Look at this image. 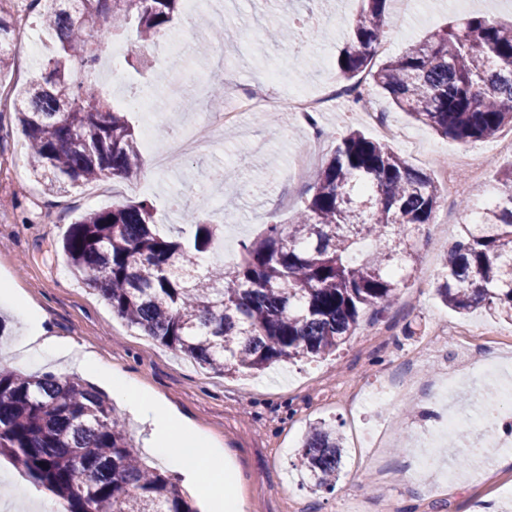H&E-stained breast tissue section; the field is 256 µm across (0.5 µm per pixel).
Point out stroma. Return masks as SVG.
<instances>
[{"mask_svg": "<svg viewBox=\"0 0 512 512\" xmlns=\"http://www.w3.org/2000/svg\"><path fill=\"white\" fill-rule=\"evenodd\" d=\"M218 9L217 0H202L197 13L222 19L224 41L234 48L231 55L219 59L198 52L206 32L181 13L174 28L185 49L181 59L127 66L102 81V89L118 101L126 86L149 83L161 88L187 78V106L173 116L164 109L131 113L136 134L161 127L173 137L187 124L209 122L216 108L209 98L214 80L224 84L228 109L270 72L277 73L283 93L319 94L324 84L338 78L336 58L350 39L358 2L327 0L321 7L316 0H239L237 9L222 18ZM388 10L397 24L383 38L389 44L387 55L394 57L452 20L512 17V0H415L410 8L404 0H389ZM257 15L269 29L307 18L325 36L303 55L291 44L274 45L254 33L251 24ZM371 100L378 112L408 131L409 140L393 141L392 146L416 169L437 173L450 155L463 149L486 156L489 176L470 185L465 202L487 198L497 185L496 169L512 166V154L491 152L488 143L465 145L415 123L381 89H372ZM318 123L329 135L310 152L305 126L288 113L261 122L248 114L234 140L216 138L208 147L173 157L164 170L134 181L107 177L56 196L35 181L13 112L1 114L0 283L41 313L50 335L76 343L112 371L133 378L212 448L226 452L237 471L244 512H344L351 500L360 503L362 512H492L496 507L512 512V501L502 496L503 489H512V447L486 451L457 431L447 434L441 447L429 445L438 422L427 411L442 405L440 380L456 350H473L487 360H512V323L479 311L456 314L436 296L443 258L460 233L458 205L441 202L435 221L443 231L423 242L415 274L400 295L380 316L363 315L364 325L380 326L379 334L356 330L336 355L274 367L257 377L227 379L207 372L128 327L75 278L58 253L60 239L84 211L146 199L153 203L161 227L178 228L183 206L205 195L213 207L210 219L221 227L215 257L237 262L241 240L254 238L267 224H287L293 216L312 175L336 146L332 132L352 126L370 138L381 137L363 110L341 103L321 112ZM218 166L232 177L230 195L211 184L210 173ZM258 170L267 174L261 188L252 181ZM229 202L237 215L226 224L220 212ZM0 317L8 327L7 336L0 338V365L26 373H77L111 395V385L81 372L70 359L16 352L27 324L1 306ZM380 389L389 393L383 407L368 404L367 394ZM320 419L335 421L345 437L341 475L330 493L311 492L297 478L301 437L309 423ZM383 464L391 467L393 482L382 501L374 482ZM0 487L12 503L39 507L49 497L3 457Z\"/></svg>", "mask_w": 512, "mask_h": 512, "instance_id": "1", "label": "stroma"}]
</instances>
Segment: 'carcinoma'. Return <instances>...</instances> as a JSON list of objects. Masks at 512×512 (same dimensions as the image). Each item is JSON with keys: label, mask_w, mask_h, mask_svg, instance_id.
I'll use <instances>...</instances> for the list:
<instances>
[{"label": "carcinoma", "mask_w": 512, "mask_h": 512, "mask_svg": "<svg viewBox=\"0 0 512 512\" xmlns=\"http://www.w3.org/2000/svg\"><path fill=\"white\" fill-rule=\"evenodd\" d=\"M352 40L337 59L343 85L359 81L383 30L387 0H358ZM51 39L39 80L14 112L33 172L52 194L106 174L142 169L128 108L97 89L103 47L136 25L131 57L171 32L180 0H29ZM16 26L0 11V71L15 57ZM265 32L275 43L316 40L318 29L288 24ZM414 121L461 143L512 128V22L461 18L410 45L371 73ZM477 220L463 206L437 286L441 302L512 322V167ZM288 228L268 224L241 245L229 267L204 263L220 232L201 197L185 212L190 235L163 236L153 204L131 201L84 213L61 250L73 272L112 313L214 373L233 377L332 355L361 315L383 312L412 278L419 245L434 223L442 189L388 143L358 130L341 135L314 174ZM344 439L315 422L300 447L303 483L336 487ZM0 456L58 499L61 512H196L174 479L147 466L125 423L77 376L28 375L0 367Z\"/></svg>", "instance_id": "obj_1"}]
</instances>
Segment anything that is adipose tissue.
<instances>
[{
  "instance_id": "1",
  "label": "adipose tissue",
  "mask_w": 512,
  "mask_h": 512,
  "mask_svg": "<svg viewBox=\"0 0 512 512\" xmlns=\"http://www.w3.org/2000/svg\"><path fill=\"white\" fill-rule=\"evenodd\" d=\"M0 303L23 312L29 333L23 345L37 357L55 354L78 356L80 365L90 374L108 379L113 394L124 400L131 411L152 429L151 450L169 468L191 476L210 512H241L235 473L219 451L206 447L203 439L193 434L178 417L157 399L147 396L125 375L112 372L89 353H79L76 346L59 342L49 335L42 317L27 309L11 289L0 290Z\"/></svg>"
}]
</instances>
